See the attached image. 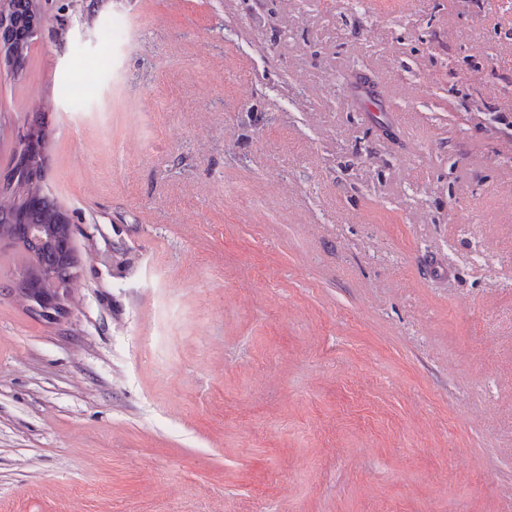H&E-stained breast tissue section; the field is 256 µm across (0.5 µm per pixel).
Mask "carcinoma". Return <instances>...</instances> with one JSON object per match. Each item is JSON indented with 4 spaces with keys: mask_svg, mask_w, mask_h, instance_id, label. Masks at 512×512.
<instances>
[{
    "mask_svg": "<svg viewBox=\"0 0 512 512\" xmlns=\"http://www.w3.org/2000/svg\"><path fill=\"white\" fill-rule=\"evenodd\" d=\"M7 2L13 22L0 29V42L9 45L24 67L42 10L36 8L38 0ZM27 136V145L12 156L14 183L0 190V239L17 247L12 258L18 270V277L0 289L17 294L28 302L31 313L46 320L41 298L55 299L54 312L62 315L70 295L67 284L78 271V261L71 246L72 224L44 191L47 133L41 118L29 124Z\"/></svg>",
    "mask_w": 512,
    "mask_h": 512,
    "instance_id": "carcinoma-1",
    "label": "carcinoma"
}]
</instances>
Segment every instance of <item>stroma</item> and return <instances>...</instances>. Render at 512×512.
Returning a JSON list of instances; mask_svg holds the SVG:
<instances>
[{"instance_id": "35a3bbf8", "label": "stroma", "mask_w": 512, "mask_h": 512, "mask_svg": "<svg viewBox=\"0 0 512 512\" xmlns=\"http://www.w3.org/2000/svg\"><path fill=\"white\" fill-rule=\"evenodd\" d=\"M42 5L0 175L47 101L79 276L0 295V512H512V0Z\"/></svg>"}]
</instances>
